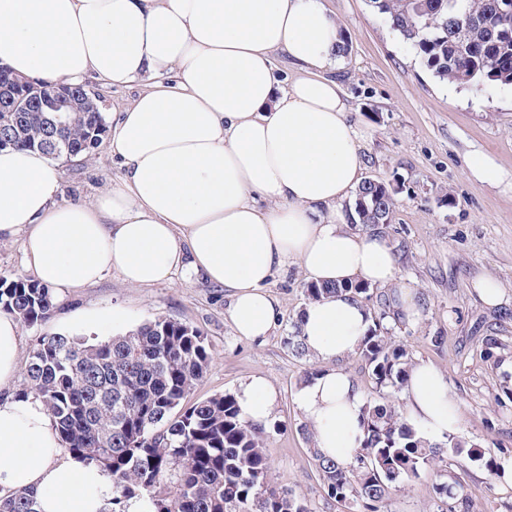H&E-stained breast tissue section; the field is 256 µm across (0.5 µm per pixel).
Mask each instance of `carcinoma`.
I'll list each match as a JSON object with an SVG mask.
<instances>
[{
    "label": "carcinoma",
    "instance_id": "cac0c4a2",
    "mask_svg": "<svg viewBox=\"0 0 512 512\" xmlns=\"http://www.w3.org/2000/svg\"><path fill=\"white\" fill-rule=\"evenodd\" d=\"M432 74L459 86L512 84V0H369ZM107 133L100 112L0 110V147L40 150L59 160L86 157ZM394 191L377 182L350 210L361 229L378 234L391 224ZM370 296L365 283H310L311 302L336 293ZM55 309L53 291L34 279L0 276V311L28 324ZM372 326L358 356L376 390H403L411 362L387 336V302L369 310ZM210 353L200 330L158 317L95 344L56 335L29 353L26 379L46 407L61 441L98 466L112 482L111 508L146 497L153 512H308L290 487L271 480L263 430L243 417L236 397L215 395L185 409L203 378ZM363 439L354 464L344 467L312 448L330 498L352 512H385L391 495L411 484L447 451L496 468L476 445L452 438L422 439L391 403L366 400ZM0 512H37L36 496L0 498ZM429 512H474L468 498L443 480L433 486Z\"/></svg>",
    "mask_w": 512,
    "mask_h": 512
}]
</instances>
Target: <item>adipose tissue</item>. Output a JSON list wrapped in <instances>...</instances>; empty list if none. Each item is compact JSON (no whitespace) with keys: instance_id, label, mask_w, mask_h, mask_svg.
Listing matches in <instances>:
<instances>
[{"instance_id":"ef3b65f1","label":"adipose tissue","mask_w":512,"mask_h":512,"mask_svg":"<svg viewBox=\"0 0 512 512\" xmlns=\"http://www.w3.org/2000/svg\"><path fill=\"white\" fill-rule=\"evenodd\" d=\"M344 31L324 0H0V66L32 81L139 84L113 113L108 151L120 181L90 202L58 199L57 168L41 152L0 150V240L24 238V260L55 295L115 272L149 287L175 273L224 288L236 334L264 340L278 325L268 285L287 262L317 284L396 279L379 235L354 231L343 203L363 180L357 133L330 72ZM285 55L297 74L281 84ZM371 324L339 293L305 308L301 340L328 368L299 408L317 448L348 466L360 446L361 390L336 360L356 354ZM20 326L0 311V496L31 490L39 512H103L112 484L63 453L39 400L13 396ZM428 440L461 432L448 381L416 363L403 390ZM267 422L271 384L237 397Z\"/></svg>"}]
</instances>
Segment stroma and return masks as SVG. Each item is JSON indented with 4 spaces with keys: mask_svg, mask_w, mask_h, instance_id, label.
<instances>
[{
    "mask_svg": "<svg viewBox=\"0 0 512 512\" xmlns=\"http://www.w3.org/2000/svg\"><path fill=\"white\" fill-rule=\"evenodd\" d=\"M340 22L347 50L334 77L349 105L365 177L396 186L385 238L398 258L395 288L411 292L421 312L413 324H389L412 360L432 362L456 392L463 416L459 441L496 459L512 457V85L457 86L439 81L367 0H326ZM487 162L483 171L473 156ZM60 201L88 202L119 182L122 169L106 144L92 159L59 160ZM501 288L499 306L479 297L482 279ZM306 276L296 264L280 270L269 290L280 304L277 328L260 342L237 336L224 318L223 290L204 282L133 287L118 273L65 293L49 319L21 325V358L46 336L66 334L94 344L158 317L199 329L210 363L189 402L237 394L254 376L269 380L275 417L266 424L272 477L287 484L309 512H345L323 489L303 430L298 392L312 356H295L288 339L306 306ZM495 337L502 362L485 357ZM476 512H505L506 493L480 464L449 456ZM439 468L421 472L394 493L388 512H424Z\"/></svg>",
    "mask_w": 512,
    "mask_h": 512,
    "instance_id": "obj_1",
    "label": "stroma"
}]
</instances>
